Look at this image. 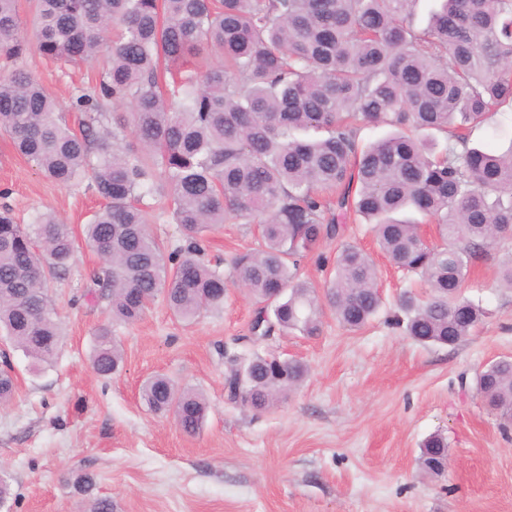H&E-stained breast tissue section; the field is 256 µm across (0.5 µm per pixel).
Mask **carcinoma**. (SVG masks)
<instances>
[{
	"mask_svg": "<svg viewBox=\"0 0 512 512\" xmlns=\"http://www.w3.org/2000/svg\"><path fill=\"white\" fill-rule=\"evenodd\" d=\"M416 2L35 0L38 52L95 64L99 81L73 102L75 129L31 72L1 73L0 130L46 176L62 184L89 177L105 201L83 239L101 259L90 280L112 320L141 319L159 293L186 320L224 305V274L202 260L201 242L235 218L257 225L264 242L231 262L233 281L259 304L252 343L319 335L325 306L359 329L381 307L363 249L336 252L321 294L298 276L353 215L397 268L429 288L424 300H401L407 334L450 347L472 334L484 311L463 295L470 270L512 238V138L498 151L463 130L512 106V0H440L425 28L414 24ZM29 46L16 0H0V57L16 62ZM117 103L129 109L109 128L103 121ZM367 125L391 131L366 143ZM310 130L320 137H299ZM147 196L181 226L185 247L165 253L141 207ZM406 210L437 225L443 244L424 245L419 223L395 218ZM77 247L73 229L51 213L19 224L0 211L1 405L16 392L11 352L40 365L55 358L60 327L46 282L68 273ZM95 341L91 366L107 377L123 353L107 328ZM232 362L229 399L259 411L307 373L269 353ZM476 392L512 415V359L487 365ZM142 398L156 413L174 411L187 434L205 421L203 394L164 375ZM447 459L445 437L425 441L424 471L441 474Z\"/></svg>",
	"mask_w": 512,
	"mask_h": 512,
	"instance_id": "1",
	"label": "carcinoma"
}]
</instances>
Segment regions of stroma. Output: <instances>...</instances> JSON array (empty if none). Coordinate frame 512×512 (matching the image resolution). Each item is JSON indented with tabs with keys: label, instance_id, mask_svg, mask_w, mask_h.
<instances>
[{
	"label": "stroma",
	"instance_id": "1",
	"mask_svg": "<svg viewBox=\"0 0 512 512\" xmlns=\"http://www.w3.org/2000/svg\"><path fill=\"white\" fill-rule=\"evenodd\" d=\"M20 64L69 107L97 79L93 64L63 65L30 52ZM20 223L53 212L81 228L102 205L90 182L46 178L0 132V207ZM354 244L374 260L383 306L358 331L324 312L322 332L275 337L265 350L303 362L308 374L275 408L231 402L224 388L230 355L251 352L252 296L228 284L224 307L186 322L156 298L133 324L113 322L106 301L91 298L97 256L80 248L48 294L63 335L53 363L32 370L13 362L18 393L0 406V470L10 495L0 512H86L76 476L113 512H512V427L502 428L476 394L478 373L512 357V290L498 287L507 251L477 261L464 295L487 311L454 347L425 346L396 325L404 292L420 281L394 267L365 225L348 221L300 266L323 289L337 250ZM253 225L230 221L208 233L204 259L230 270L232 257L260 248ZM111 328L124 357L120 371L98 376L89 358L101 328ZM163 374L202 392L207 420L193 435L173 415L152 412L143 384ZM448 440L443 475L423 473L420 449L431 435Z\"/></svg>",
	"mask_w": 512,
	"mask_h": 512
}]
</instances>
